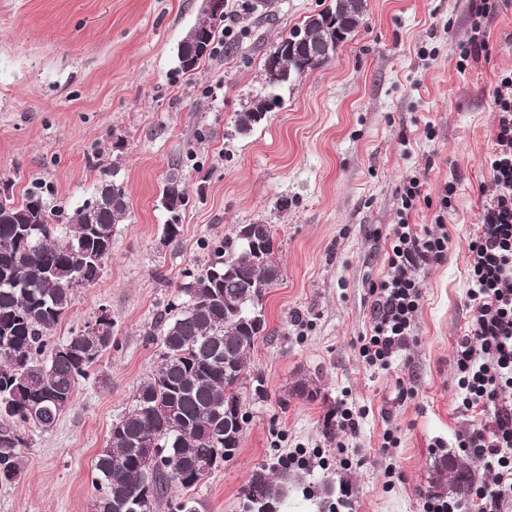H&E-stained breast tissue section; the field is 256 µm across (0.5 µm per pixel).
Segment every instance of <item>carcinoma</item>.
Instances as JSON below:
<instances>
[{"instance_id":"obj_1","label":"carcinoma","mask_w":512,"mask_h":512,"mask_svg":"<svg viewBox=\"0 0 512 512\" xmlns=\"http://www.w3.org/2000/svg\"><path fill=\"white\" fill-rule=\"evenodd\" d=\"M366 10V0H333L279 38L266 64L276 66L268 93L237 114L236 130L251 132L281 107L280 88L328 63L348 41ZM224 32V17L200 12L177 48L178 71H194L211 56ZM119 166L103 170L94 196L68 213L47 201L44 188L29 189L22 201L0 187V484L22 472L30 447L23 427L50 430L69 408L76 386L112 346L113 323L94 319L67 340L47 347V335L71 309L77 290L95 284L112 254L115 227L127 218L128 194H115ZM161 205L169 213L166 235L180 232L187 205L183 181L174 175L163 186ZM262 234L274 247L269 224H247L232 238L207 247L208 259L187 272L184 301L171 303L162 318L161 362L140 384L130 408L112 425L108 445L95 460L99 496L95 512H128L140 498L154 512L168 490H192L224 464V448L240 441L229 417L243 413L250 353L267 328L263 302L282 272L256 259L245 230ZM240 299L242 315L224 313V296ZM151 439V466L141 461L138 443ZM471 461L443 456L433 487L460 495L469 486ZM303 476L282 465L253 471L243 490L244 505L265 499L287 503Z\"/></svg>"}]
</instances>
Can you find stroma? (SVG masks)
<instances>
[{"label":"stroma","instance_id":"stroma-1","mask_svg":"<svg viewBox=\"0 0 512 512\" xmlns=\"http://www.w3.org/2000/svg\"><path fill=\"white\" fill-rule=\"evenodd\" d=\"M330 3L227 0L230 48L188 75L175 52L201 0H0V180L17 200L43 182L70 211L95 193L97 154L118 163L130 202L103 276L78 290L48 338L68 339L104 306L112 346L56 425L29 429L21 475L0 484V512H94V459L160 363L161 316L207 245L241 224L272 225L283 267L248 367L267 396L246 399L236 454L191 490L199 512H240L252 471L299 448L310 465L290 512H318L329 477L350 512H419L435 460L460 455L459 433L492 425L493 414L459 409L452 358L471 316L468 244L493 192L484 158L492 94L512 71V0L489 23L488 54L462 70L474 0H367L333 59L282 88L281 108L238 134L235 116L263 94L280 34ZM173 174L188 203L170 240L160 195ZM410 178L429 198L410 224L447 233L448 250L417 272L413 340L390 367L371 368L360 339ZM450 183L439 225L433 202ZM302 382L317 398L295 394ZM344 406L358 415L356 432L326 435Z\"/></svg>","mask_w":512,"mask_h":512}]
</instances>
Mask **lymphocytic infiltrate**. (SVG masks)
<instances>
[{
	"mask_svg": "<svg viewBox=\"0 0 512 512\" xmlns=\"http://www.w3.org/2000/svg\"><path fill=\"white\" fill-rule=\"evenodd\" d=\"M497 126L485 158L493 194L484 221L469 242V297L472 317L453 357L459 403L464 410L493 412L492 426L458 437V446L482 462L491 482L476 486L469 500L425 496L423 512H505L512 507V73L500 76L493 92ZM420 199L417 180L401 197L400 220L387 256L388 273L373 285L371 333L359 353L368 366H388L413 334L422 292L415 272L448 248L446 234L425 235L408 222Z\"/></svg>",
	"mask_w": 512,
	"mask_h": 512,
	"instance_id": "1",
	"label": "lymphocytic infiltrate"
}]
</instances>
